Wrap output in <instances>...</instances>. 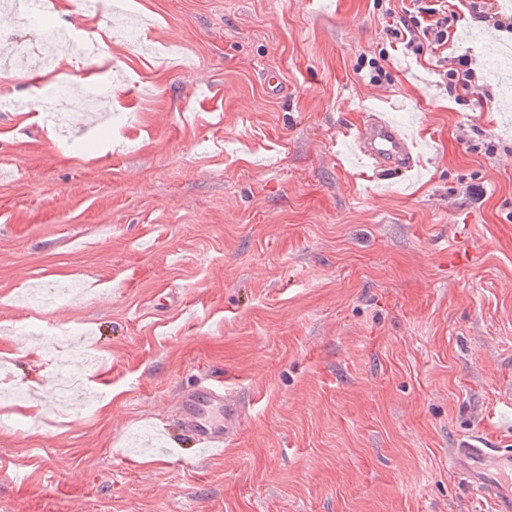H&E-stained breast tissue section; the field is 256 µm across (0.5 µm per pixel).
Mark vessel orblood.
I'll use <instances>...</instances> for the list:
<instances>
[{"mask_svg":"<svg viewBox=\"0 0 512 512\" xmlns=\"http://www.w3.org/2000/svg\"><path fill=\"white\" fill-rule=\"evenodd\" d=\"M350 140L367 166L407 171L414 168L415 143L385 113L370 114ZM239 419L237 404L224 391L222 378L197 381L184 391L178 420L192 453L220 452ZM453 469L490 501L493 512H512V449L493 448L482 439L450 449Z\"/></svg>","mask_w":512,"mask_h":512,"instance_id":"b4317fda","label":"vessel or blood"}]
</instances>
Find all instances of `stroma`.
Here are the masks:
<instances>
[{
	"label": "stroma",
	"mask_w": 512,
	"mask_h": 512,
	"mask_svg": "<svg viewBox=\"0 0 512 512\" xmlns=\"http://www.w3.org/2000/svg\"><path fill=\"white\" fill-rule=\"evenodd\" d=\"M56 3L0 64V512H492L448 451L512 448V35L458 25L479 110L373 0H120L64 69ZM380 110L414 171L343 139ZM202 373L204 459L166 431ZM389 58V52L380 53L378 58L361 56L358 59L355 71L370 85L382 87L391 81V73L387 69ZM238 419V406L224 393L222 377L197 381L179 400L183 441L192 447L179 449L189 450L192 455L224 451V442L234 432Z\"/></svg>",
	"instance_id": "35a3bbf8"
}]
</instances>
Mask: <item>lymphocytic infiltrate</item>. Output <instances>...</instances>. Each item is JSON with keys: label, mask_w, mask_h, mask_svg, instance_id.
Segmentation results:
<instances>
[{"label": "lymphocytic infiltrate", "mask_w": 512, "mask_h": 512, "mask_svg": "<svg viewBox=\"0 0 512 512\" xmlns=\"http://www.w3.org/2000/svg\"><path fill=\"white\" fill-rule=\"evenodd\" d=\"M465 14L496 31L512 34V14L497 10L494 0H408L401 10L387 7L381 12L397 51L435 59L445 91L470 97L478 108L490 93L472 59L453 52L457 25Z\"/></svg>", "instance_id": "f902f5d3"}]
</instances>
